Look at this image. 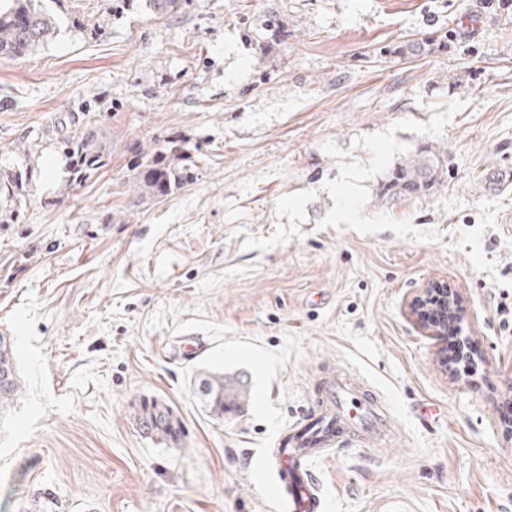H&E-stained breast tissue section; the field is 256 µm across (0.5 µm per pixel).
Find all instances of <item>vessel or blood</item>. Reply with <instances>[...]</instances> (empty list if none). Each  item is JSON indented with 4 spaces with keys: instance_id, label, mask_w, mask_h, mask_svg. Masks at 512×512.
Returning a JSON list of instances; mask_svg holds the SVG:
<instances>
[{
    "instance_id": "vessel-or-blood-1",
    "label": "vessel or blood",
    "mask_w": 512,
    "mask_h": 512,
    "mask_svg": "<svg viewBox=\"0 0 512 512\" xmlns=\"http://www.w3.org/2000/svg\"><path fill=\"white\" fill-rule=\"evenodd\" d=\"M394 428L382 396L356 373L340 370L322 381L312 408L278 442L276 469L288 487V512H320L312 461L355 443L385 445Z\"/></svg>"
}]
</instances>
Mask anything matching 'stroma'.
<instances>
[{
  "mask_svg": "<svg viewBox=\"0 0 512 512\" xmlns=\"http://www.w3.org/2000/svg\"><path fill=\"white\" fill-rule=\"evenodd\" d=\"M30 58L0 56V168H28L0 224V330L23 392L0 427V512H286L267 457L319 382L355 371L387 444L314 464L323 512H512V0H191L109 10ZM452 32L406 60L380 46ZM90 109L107 167L69 178L58 123ZM182 134L192 183L135 198L136 142ZM30 153L17 152L19 142ZM448 152L430 194L379 204L420 145ZM455 288L477 371L450 375L406 303ZM248 379L218 421L200 369ZM177 410L180 448L132 405ZM138 429L167 448H180L185 428L176 411L163 400L141 399L133 412Z\"/></svg>",
  "mask_w": 512,
  "mask_h": 512,
  "instance_id": "stroma-1",
  "label": "stroma"
}]
</instances>
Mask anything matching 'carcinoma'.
I'll return each instance as SVG.
<instances>
[{
    "label": "carcinoma",
    "instance_id": "carcinoma-1",
    "mask_svg": "<svg viewBox=\"0 0 512 512\" xmlns=\"http://www.w3.org/2000/svg\"><path fill=\"white\" fill-rule=\"evenodd\" d=\"M190 0H147L146 6L158 15L173 13ZM64 0H0V56L19 59L31 57L53 41L61 26L67 24L95 36L101 21L73 8H62ZM444 43L422 37L379 48L381 57L402 58L429 55ZM77 129L60 139L70 169L64 192L77 182L89 179L108 166L111 153L107 140L90 113L70 116ZM182 139L168 135L152 140V149L143 145L133 151L136 162L130 165L132 187L144 194L165 197L192 181V168L183 164ZM448 169V153L430 146L420 147L395 164L376 188L381 203L420 197L441 181ZM31 172L0 170V224H15L27 205L24 184ZM22 390L10 338L0 331V415L8 410ZM193 391L209 416L224 419V414L240 410L250 399L249 383L220 371H201L193 381ZM138 429L168 448H179L185 428L176 411L155 397L142 399L133 412Z\"/></svg>",
    "mask_w": 512,
    "mask_h": 512
}]
</instances>
